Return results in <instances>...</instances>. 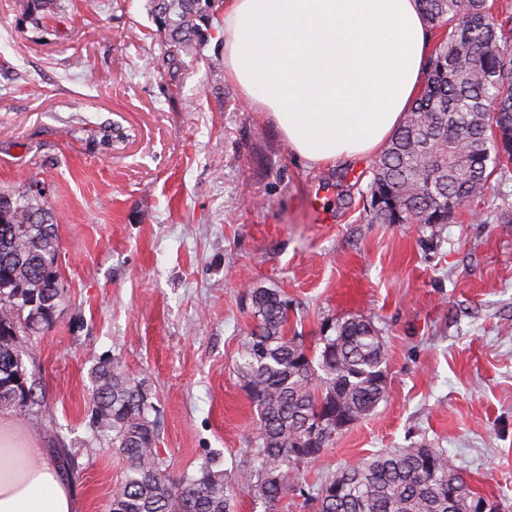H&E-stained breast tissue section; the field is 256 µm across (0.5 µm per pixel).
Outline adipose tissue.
Masks as SVG:
<instances>
[{"mask_svg": "<svg viewBox=\"0 0 512 512\" xmlns=\"http://www.w3.org/2000/svg\"><path fill=\"white\" fill-rule=\"evenodd\" d=\"M431 39L418 0H225L224 74L295 154L333 165L398 128ZM0 422V512H76L57 466Z\"/></svg>", "mask_w": 512, "mask_h": 512, "instance_id": "1", "label": "adipose tissue"}]
</instances>
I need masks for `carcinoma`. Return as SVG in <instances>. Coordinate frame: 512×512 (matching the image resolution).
I'll return each instance as SVG.
<instances>
[{
    "instance_id": "cac0c4a2",
    "label": "carcinoma",
    "mask_w": 512,
    "mask_h": 512,
    "mask_svg": "<svg viewBox=\"0 0 512 512\" xmlns=\"http://www.w3.org/2000/svg\"><path fill=\"white\" fill-rule=\"evenodd\" d=\"M170 61L201 49L221 0H148ZM439 40L426 62V84L372 165L370 221L450 224L462 205L482 195L495 172L512 162V14L491 0H419ZM39 19L55 18L57 0H27ZM57 226L41 194L0 193V408L40 405L34 374L18 342L53 323L64 287L57 269ZM257 320L237 363L257 412L254 441L243 459L221 470L211 460L173 477L156 451L157 420L148 385L116 358L90 372V420L112 433L125 473L110 512H233L228 491L267 512L297 492L314 512H469L467 482L442 448H397L372 455L308 491L301 468L385 400L386 357L371 320L331 326L314 349L287 335L288 300L255 288Z\"/></svg>"
}]
</instances>
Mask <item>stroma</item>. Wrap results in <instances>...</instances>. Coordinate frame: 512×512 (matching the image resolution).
Listing matches in <instances>:
<instances>
[{"mask_svg":"<svg viewBox=\"0 0 512 512\" xmlns=\"http://www.w3.org/2000/svg\"><path fill=\"white\" fill-rule=\"evenodd\" d=\"M148 0H58L51 22L0 0V192L42 193L64 301L26 337L42 405L0 409L43 460L69 449L79 512H110L124 462L93 428L89 373L145 380L168 472L250 447L236 363L251 289L281 291L289 332L370 318L387 397L299 476L314 487L392 448L448 452L512 507V171L450 224H374L373 156L312 166L224 75L216 41L182 64Z\"/></svg>","mask_w":512,"mask_h":512,"instance_id":"35a3bbf8","label":"stroma"}]
</instances>
